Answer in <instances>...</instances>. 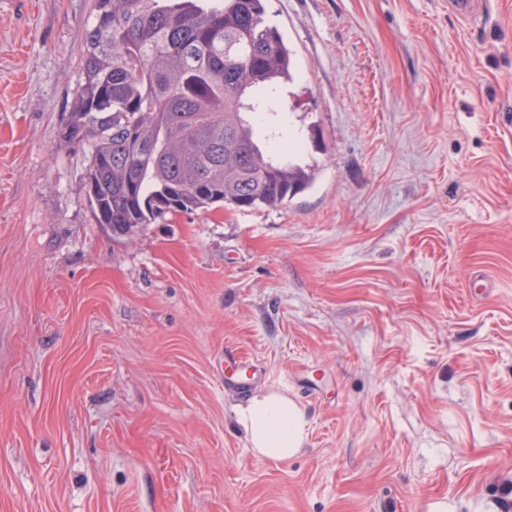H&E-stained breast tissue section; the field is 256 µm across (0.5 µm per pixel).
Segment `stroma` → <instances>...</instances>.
<instances>
[{
    "label": "stroma",
    "mask_w": 512,
    "mask_h": 512,
    "mask_svg": "<svg viewBox=\"0 0 512 512\" xmlns=\"http://www.w3.org/2000/svg\"><path fill=\"white\" fill-rule=\"evenodd\" d=\"M266 9L312 183L116 241L61 136L92 0H0V512H512V0ZM238 422L254 451L273 460H287L304 448L307 440L304 412L276 393H256L238 411Z\"/></svg>",
    "instance_id": "stroma-1"
}]
</instances>
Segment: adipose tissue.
<instances>
[{"mask_svg":"<svg viewBox=\"0 0 512 512\" xmlns=\"http://www.w3.org/2000/svg\"><path fill=\"white\" fill-rule=\"evenodd\" d=\"M238 422L254 451L273 460H285L304 448L307 421L302 409L276 393H257L238 411Z\"/></svg>","mask_w":512,"mask_h":512,"instance_id":"1","label":"adipose tissue"}]
</instances>
